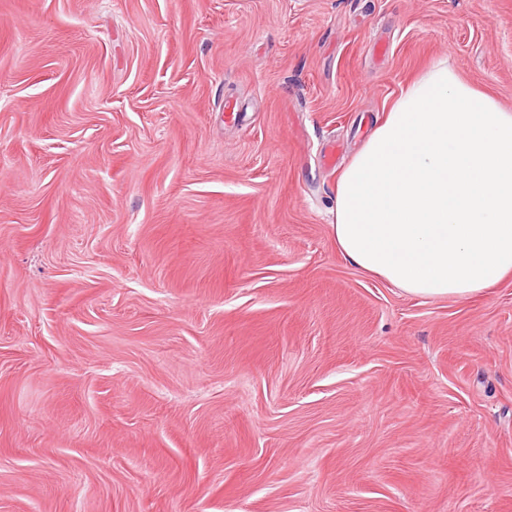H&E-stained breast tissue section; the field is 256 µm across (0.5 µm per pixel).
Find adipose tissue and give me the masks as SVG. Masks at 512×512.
Instances as JSON below:
<instances>
[{
    "label": "adipose tissue",
    "instance_id": "ef3b65f1",
    "mask_svg": "<svg viewBox=\"0 0 512 512\" xmlns=\"http://www.w3.org/2000/svg\"><path fill=\"white\" fill-rule=\"evenodd\" d=\"M333 233L348 261L412 297L498 285L512 275V111L436 61L340 174Z\"/></svg>",
    "mask_w": 512,
    "mask_h": 512
}]
</instances>
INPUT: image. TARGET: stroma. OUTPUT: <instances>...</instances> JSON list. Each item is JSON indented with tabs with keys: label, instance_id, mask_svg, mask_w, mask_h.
<instances>
[{
	"label": "stroma",
	"instance_id": "obj_1",
	"mask_svg": "<svg viewBox=\"0 0 512 512\" xmlns=\"http://www.w3.org/2000/svg\"><path fill=\"white\" fill-rule=\"evenodd\" d=\"M440 58L512 110V0H0V512H512V277L331 229Z\"/></svg>",
	"mask_w": 512,
	"mask_h": 512
}]
</instances>
